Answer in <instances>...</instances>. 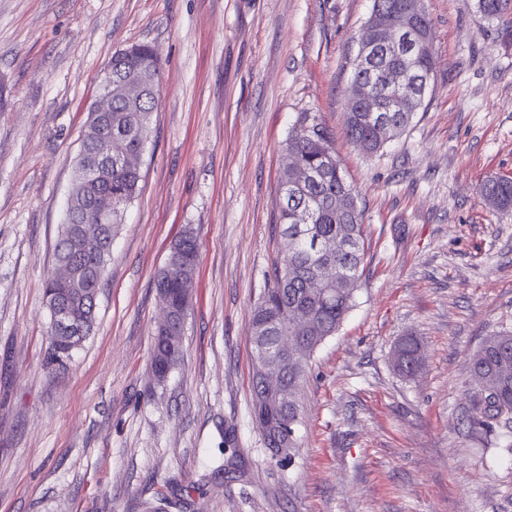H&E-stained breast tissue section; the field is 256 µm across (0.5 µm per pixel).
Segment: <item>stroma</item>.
Masks as SVG:
<instances>
[{"instance_id": "obj_1", "label": "stroma", "mask_w": 512, "mask_h": 512, "mask_svg": "<svg viewBox=\"0 0 512 512\" xmlns=\"http://www.w3.org/2000/svg\"><path fill=\"white\" fill-rule=\"evenodd\" d=\"M372 0H0V512H512V432L469 425L471 354L512 331V13L425 0L436 64L409 127L368 156L343 116ZM163 68L141 191L91 336L48 360L54 265L88 108L112 55ZM308 112L364 212L356 302L313 354L289 466L251 412V314L284 246L283 145ZM199 263L165 381L150 367L171 244ZM422 343L408 381L391 353ZM234 434L224 451V432ZM484 195L492 208L512 209V178L504 176L488 178L484 184Z\"/></svg>"}]
</instances>
